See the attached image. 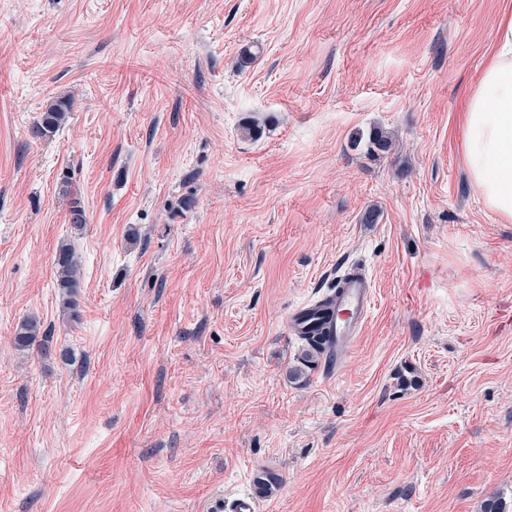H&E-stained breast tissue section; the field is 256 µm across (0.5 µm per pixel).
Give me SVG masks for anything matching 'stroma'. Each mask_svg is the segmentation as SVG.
<instances>
[{
    "label": "stroma",
    "instance_id": "stroma-1",
    "mask_svg": "<svg viewBox=\"0 0 512 512\" xmlns=\"http://www.w3.org/2000/svg\"><path fill=\"white\" fill-rule=\"evenodd\" d=\"M509 12L0 0V512H512V222L461 146ZM353 263L362 334L303 365L287 315ZM72 102L69 98H61L50 103L46 109L41 112L39 119L35 124V135L47 136L54 133L64 123L67 112L70 111ZM54 267L58 288L62 290L63 304L67 308L74 307V298L81 287V267L74 246L69 241H62L59 244Z\"/></svg>",
    "mask_w": 512,
    "mask_h": 512
}]
</instances>
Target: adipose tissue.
I'll use <instances>...</instances> for the list:
<instances>
[{
	"label": "adipose tissue",
	"mask_w": 512,
	"mask_h": 512,
	"mask_svg": "<svg viewBox=\"0 0 512 512\" xmlns=\"http://www.w3.org/2000/svg\"><path fill=\"white\" fill-rule=\"evenodd\" d=\"M462 149L486 208L512 222V18L503 19L492 56L467 98Z\"/></svg>",
	"instance_id": "adipose-tissue-1"
}]
</instances>
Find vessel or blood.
I'll return each mask as SVG.
<instances>
[{"label": "vessel or blood", "mask_w": 512, "mask_h": 512, "mask_svg": "<svg viewBox=\"0 0 512 512\" xmlns=\"http://www.w3.org/2000/svg\"><path fill=\"white\" fill-rule=\"evenodd\" d=\"M373 301L370 276L354 264L337 276L326 300L293 308L287 325L295 335L321 337L326 357L338 360L354 347Z\"/></svg>", "instance_id": "b4317fda"}]
</instances>
